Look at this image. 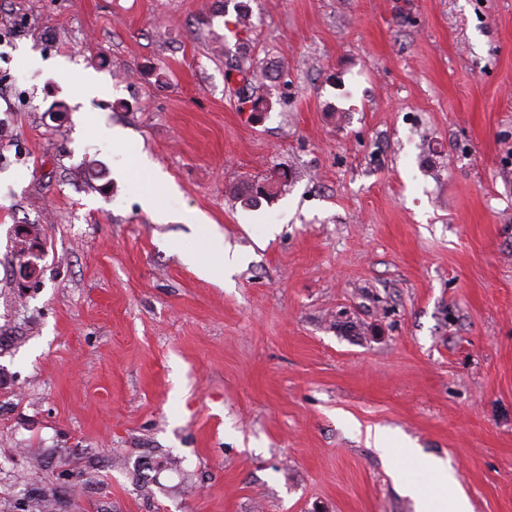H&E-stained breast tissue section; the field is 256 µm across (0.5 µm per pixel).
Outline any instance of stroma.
Instances as JSON below:
<instances>
[{
  "label": "stroma",
  "instance_id": "stroma-1",
  "mask_svg": "<svg viewBox=\"0 0 512 512\" xmlns=\"http://www.w3.org/2000/svg\"><path fill=\"white\" fill-rule=\"evenodd\" d=\"M249 5L259 118L229 0L6 4L0 512L38 483L58 512H416L377 428L512 512V0ZM99 125L175 186L167 223ZM196 213L231 278L185 261ZM238 53L240 57V64L236 70L239 74L251 82H258V89L261 88L263 92L257 95V97L252 101L248 100L251 103L250 111L269 112L272 107V102L268 92L270 89L266 81L271 77L268 76L267 71L259 74L261 69L255 65L253 49L248 42L243 41L239 43ZM288 182V173L283 171L276 176L264 178L261 181H253L243 186H232L230 192L240 195L245 201L254 202L260 199L271 200L278 196L281 188Z\"/></svg>",
  "mask_w": 512,
  "mask_h": 512
}]
</instances>
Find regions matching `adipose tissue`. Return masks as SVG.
Instances as JSON below:
<instances>
[{"label":"adipose tissue","instance_id":"adipose-tissue-1","mask_svg":"<svg viewBox=\"0 0 512 512\" xmlns=\"http://www.w3.org/2000/svg\"><path fill=\"white\" fill-rule=\"evenodd\" d=\"M112 140L126 146L127 157L132 162L130 189L139 196L143 209L155 216L167 217L166 200L174 194V186L158 168L147 165L138 142L123 140L117 131L113 132ZM144 180L152 183V191H142L140 183ZM418 466L417 476L407 477L406 460L400 456L394 460L393 473L406 477L405 488L416 500L419 512H472L467 496L461 490L449 488L448 468L441 459L427 457L419 460Z\"/></svg>","mask_w":512,"mask_h":512}]
</instances>
